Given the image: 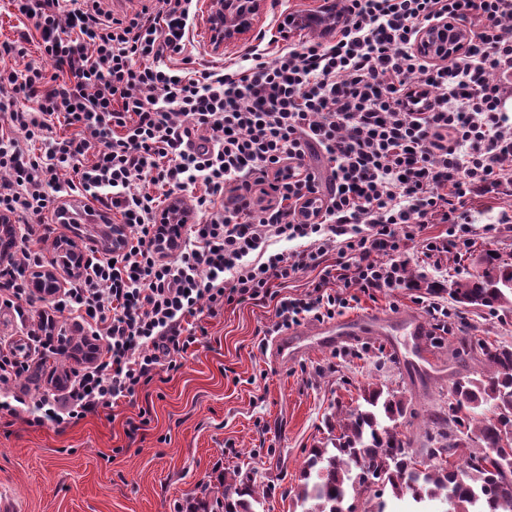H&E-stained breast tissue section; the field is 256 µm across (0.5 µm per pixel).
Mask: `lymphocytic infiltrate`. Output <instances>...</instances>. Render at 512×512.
<instances>
[{
    "mask_svg": "<svg viewBox=\"0 0 512 512\" xmlns=\"http://www.w3.org/2000/svg\"><path fill=\"white\" fill-rule=\"evenodd\" d=\"M104 2L9 0L26 28L0 44L14 62L0 69V216L31 218L21 240H42L53 227L35 216L78 196L132 230L121 251L88 253L29 346L0 342L7 385L30 348L63 353L58 316L87 337L91 356L38 400L55 425L178 370L197 317L301 272L318 277L277 298L265 335L414 287L387 254L414 242L429 258L467 253L469 202L512 186V0H342L330 38L219 70L186 53L193 0L121 13ZM444 19L463 44L427 60L418 34ZM32 42L45 65L27 63ZM199 184L187 237L160 241L162 204ZM430 224L447 230L426 235ZM281 241L300 248L274 251ZM32 305L22 269L0 268V307L22 320Z\"/></svg>",
    "mask_w": 512,
    "mask_h": 512,
    "instance_id": "1",
    "label": "lymphocytic infiltrate"
}]
</instances>
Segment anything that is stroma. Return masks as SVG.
<instances>
[{
	"label": "stroma",
	"instance_id": "obj_1",
	"mask_svg": "<svg viewBox=\"0 0 512 512\" xmlns=\"http://www.w3.org/2000/svg\"><path fill=\"white\" fill-rule=\"evenodd\" d=\"M322 0H265L254 28L241 42L217 50L211 43L205 0H198L190 31L195 59L203 65L237 60L253 48L273 53L310 39L311 31L281 34L288 14ZM468 219L482 234L465 254L433 264L420 246L397 252L417 285L361 296L345 318L414 315L426 318L416 298L433 282L475 272L491 251L512 261V190L476 198ZM452 334L436 337L431 362L416 366L391 337L363 336L326 350L315 343L319 324L299 325L306 347L295 359H279L257 332L271 324L275 302L248 301L203 318L198 343L176 371H160L134 397L75 424L34 425L38 409L20 417L0 416V494L22 512H174L173 504L218 486L226 472L253 467L271 489V512H294V492L310 448L329 436L337 405H353L358 388L377 382L405 391L417 410L447 399L454 380L476 369L455 358L462 339L512 343V314L465 307ZM70 356L32 363L19 382L27 395L51 390V377L75 367ZM149 422L132 429L140 410Z\"/></svg>",
	"mask_w": 512,
	"mask_h": 512
}]
</instances>
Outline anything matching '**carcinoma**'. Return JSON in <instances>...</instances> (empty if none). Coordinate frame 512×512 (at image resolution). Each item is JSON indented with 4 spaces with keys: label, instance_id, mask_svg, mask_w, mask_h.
<instances>
[{
    "label": "carcinoma",
    "instance_id": "obj_1",
    "mask_svg": "<svg viewBox=\"0 0 512 512\" xmlns=\"http://www.w3.org/2000/svg\"><path fill=\"white\" fill-rule=\"evenodd\" d=\"M479 263L480 274L451 281V299L511 313L512 262L487 253ZM458 353L481 369L454 383L457 408L445 402L429 411L419 448L403 431L417 412L401 390L369 383L357 406L336 408L331 447L311 449L304 462L295 494L301 512H353L355 503L374 498L375 512H386L380 497L387 488L417 503L450 502L452 512H512V470L497 462L498 452L512 450V344L464 341ZM220 494L224 512H257L267 499L237 470L224 477Z\"/></svg>",
    "mask_w": 512,
    "mask_h": 512
}]
</instances>
